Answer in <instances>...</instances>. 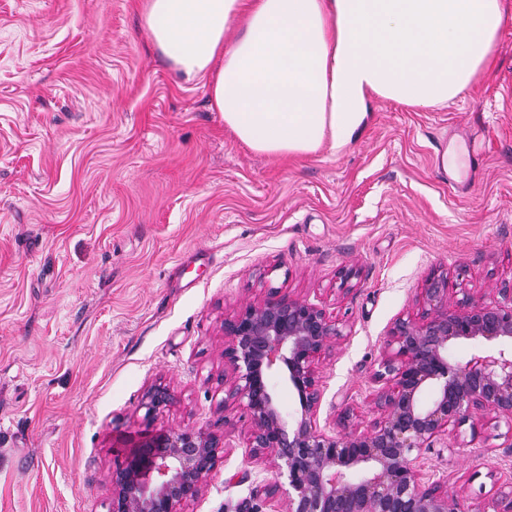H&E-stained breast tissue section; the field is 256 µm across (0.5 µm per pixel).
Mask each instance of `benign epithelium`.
<instances>
[{
	"label": "benign epithelium",
	"mask_w": 512,
	"mask_h": 512,
	"mask_svg": "<svg viewBox=\"0 0 512 512\" xmlns=\"http://www.w3.org/2000/svg\"><path fill=\"white\" fill-rule=\"evenodd\" d=\"M419 302L421 315L396 318L385 336L371 388L377 417L365 432L319 423L315 361L343 336L323 306L269 287L224 316V409L244 410L245 457L272 473L251 496L278 500L284 478V512H462L447 482L425 477L423 454L452 423L485 414L512 421V289L454 302L448 276L432 275ZM458 343L471 350L452 359L448 349ZM278 382L298 401L292 415L280 407ZM225 448V437L207 428L146 437L112 472L111 512H185Z\"/></svg>",
	"instance_id": "1"
}]
</instances>
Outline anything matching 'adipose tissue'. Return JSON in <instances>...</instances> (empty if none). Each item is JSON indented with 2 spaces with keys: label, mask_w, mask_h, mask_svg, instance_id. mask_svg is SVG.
Segmentation results:
<instances>
[{
  "label": "adipose tissue",
  "mask_w": 512,
  "mask_h": 512,
  "mask_svg": "<svg viewBox=\"0 0 512 512\" xmlns=\"http://www.w3.org/2000/svg\"><path fill=\"white\" fill-rule=\"evenodd\" d=\"M505 0H144L154 45L207 78L224 125L254 152L340 151L370 104H447L495 61Z\"/></svg>",
  "instance_id": "ef3b65f1"
}]
</instances>
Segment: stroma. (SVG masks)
Listing matches in <instances>:
<instances>
[{
    "label": "stroma",
    "mask_w": 512,
    "mask_h": 512,
    "mask_svg": "<svg viewBox=\"0 0 512 512\" xmlns=\"http://www.w3.org/2000/svg\"><path fill=\"white\" fill-rule=\"evenodd\" d=\"M506 2L474 87L429 109L372 102L342 151L275 159L173 70L141 0H0V512H110L122 449L177 426L228 446L187 512H271L250 496L245 414L224 410L225 315L272 286L339 318L319 417L363 432L384 338L429 276L455 301L512 288ZM158 385L174 400L152 412ZM511 446L489 414L424 458L479 512L512 485Z\"/></svg>",
    "instance_id": "35a3bbf8"
}]
</instances>
